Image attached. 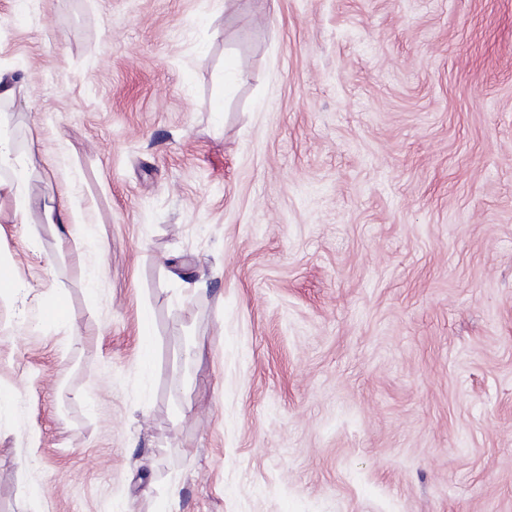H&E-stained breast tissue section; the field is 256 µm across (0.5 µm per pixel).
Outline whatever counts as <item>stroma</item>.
Instances as JSON below:
<instances>
[{
  "instance_id": "1",
  "label": "stroma",
  "mask_w": 512,
  "mask_h": 512,
  "mask_svg": "<svg viewBox=\"0 0 512 512\" xmlns=\"http://www.w3.org/2000/svg\"><path fill=\"white\" fill-rule=\"evenodd\" d=\"M0 67L71 216L0 194V512H512V0H0Z\"/></svg>"
}]
</instances>
